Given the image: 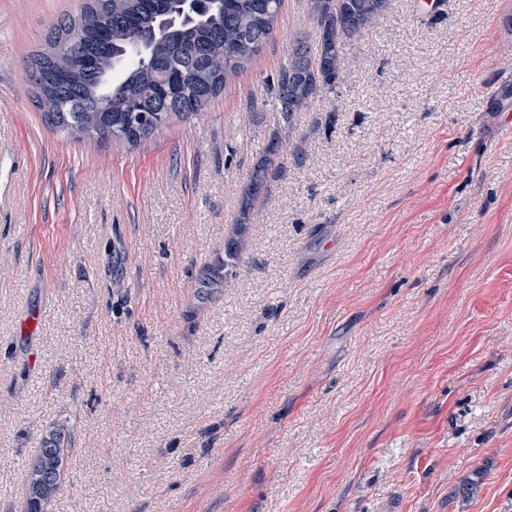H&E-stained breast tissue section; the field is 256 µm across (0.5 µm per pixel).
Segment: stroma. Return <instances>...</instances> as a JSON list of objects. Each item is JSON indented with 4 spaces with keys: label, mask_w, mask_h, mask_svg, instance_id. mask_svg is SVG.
Returning a JSON list of instances; mask_svg holds the SVG:
<instances>
[{
    "label": "stroma",
    "mask_w": 512,
    "mask_h": 512,
    "mask_svg": "<svg viewBox=\"0 0 512 512\" xmlns=\"http://www.w3.org/2000/svg\"><path fill=\"white\" fill-rule=\"evenodd\" d=\"M82 3L0 0V512L58 425L44 512H512V0H394L299 113L229 274L306 0L136 146L33 103Z\"/></svg>",
    "instance_id": "obj_1"
}]
</instances>
